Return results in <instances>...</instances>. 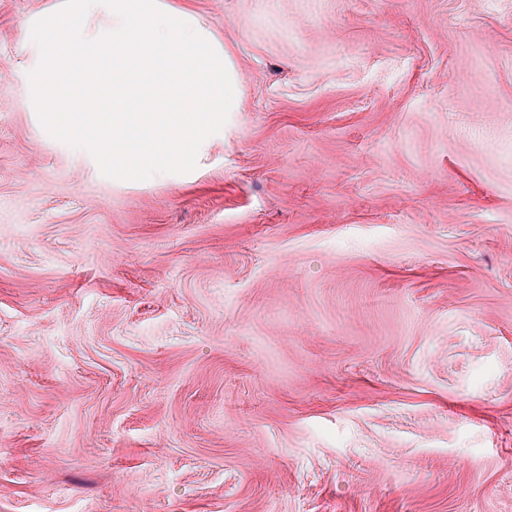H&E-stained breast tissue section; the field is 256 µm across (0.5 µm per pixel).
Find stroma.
Wrapping results in <instances>:
<instances>
[{
    "label": "stroma",
    "instance_id": "obj_1",
    "mask_svg": "<svg viewBox=\"0 0 512 512\" xmlns=\"http://www.w3.org/2000/svg\"><path fill=\"white\" fill-rule=\"evenodd\" d=\"M0 0V512H512V0H162L239 94L103 175Z\"/></svg>",
    "mask_w": 512,
    "mask_h": 512
}]
</instances>
